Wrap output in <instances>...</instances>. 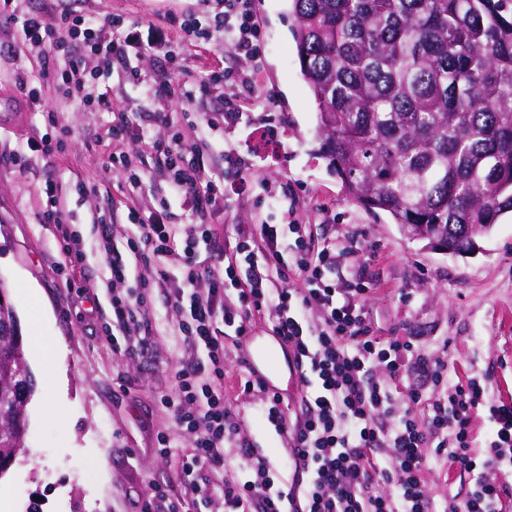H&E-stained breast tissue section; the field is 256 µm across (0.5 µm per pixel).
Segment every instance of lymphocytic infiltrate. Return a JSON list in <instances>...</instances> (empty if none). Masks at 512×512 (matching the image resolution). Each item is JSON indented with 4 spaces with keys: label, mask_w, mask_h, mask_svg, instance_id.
Here are the masks:
<instances>
[{
    "label": "lymphocytic infiltrate",
    "mask_w": 512,
    "mask_h": 512,
    "mask_svg": "<svg viewBox=\"0 0 512 512\" xmlns=\"http://www.w3.org/2000/svg\"><path fill=\"white\" fill-rule=\"evenodd\" d=\"M167 21L195 46L220 30L235 55L255 60L262 53L252 0H198L197 8L169 14ZM0 27L18 32L23 41L47 44V58L62 63L61 96L103 111L111 110L100 87L113 70L141 83L136 60L143 50L163 44L164 36L152 24L65 9L47 15L4 7ZM89 51L103 57L102 69L91 76ZM155 149L164 157L171 193L187 204L192 222L170 224L162 212L143 218L133 211L125 247L112 242L105 223L99 226L100 244L112 291V326L125 339L124 356H139L156 343L145 297L131 284L140 267L165 288L192 347L174 367L171 389L155 398L174 426L157 433L156 452L171 455L175 431L186 433L190 451L176 477L190 494L204 503L219 498L224 512H434L424 473L438 463L482 473L467 497L444 502L445 512H506L498 486L483 475L512 467V397H490L483 377L458 374L447 360L415 348L410 337L375 336L362 303L367 283L340 276L346 249L313 242L305 225L258 221L225 252L223 228L206 218L225 197L250 193L251 175L241 168L234 181L214 182L202 157L187 155L176 136ZM43 193L39 219L60 232L63 268H83L85 254L67 225L61 185L47 184ZM293 277L299 287H289ZM265 318L304 387L298 412H290L264 378L228 375L225 333L251 335ZM377 365L384 366L386 378L375 376ZM408 372L418 381L399 393ZM233 391L262 394V418L285 447L281 465L243 437L229 401ZM478 410L491 426V441L483 448L474 445ZM228 444L238 450L236 462L224 456ZM285 467L295 473L287 487Z\"/></svg>",
    "instance_id": "lymphocytic-infiltrate-1"
}]
</instances>
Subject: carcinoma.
Masks as SVG:
<instances>
[{
	"label": "carcinoma",
	"instance_id": "1",
	"mask_svg": "<svg viewBox=\"0 0 512 512\" xmlns=\"http://www.w3.org/2000/svg\"><path fill=\"white\" fill-rule=\"evenodd\" d=\"M290 2L329 171L465 254L512 212V0ZM28 375L0 336V474L25 448Z\"/></svg>",
	"mask_w": 512,
	"mask_h": 512
}]
</instances>
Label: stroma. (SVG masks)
Returning a JSON list of instances; mask_svg holds the SVG:
<instances>
[{
	"label": "stroma",
	"mask_w": 512,
	"mask_h": 512,
	"mask_svg": "<svg viewBox=\"0 0 512 512\" xmlns=\"http://www.w3.org/2000/svg\"><path fill=\"white\" fill-rule=\"evenodd\" d=\"M77 13L122 15L134 23L162 24L167 12L194 8V0H65ZM264 35V54L255 82L239 88L250 109L238 125L225 128L220 142L206 141L200 131L206 121H220L224 91L197 98L193 107L180 100H146L122 73H113L108 93L112 112L146 113V139L130 135L114 140L108 134L112 112L62 99L52 77L38 80L42 106L35 109L15 84L16 70L34 71L41 47L22 43L10 30L0 29V116L16 113L14 123L0 127V282L14 296L15 282L25 278L38 287L47 307L45 321L28 324L17 310L21 335L39 332L60 345L63 392L44 401L46 374L36 362L28 368L35 392L28 404L26 448L9 470L0 475V490L12 501V512H134L137 496L150 482L170 484L184 497L185 512H209L185 497L176 482L178 456L159 457L156 434L170 428L169 417L154 405V397L170 389L172 370L185 351L174 327L177 320L155 291L153 307L158 330L153 349L139 358L123 357V336H112L111 291L101 285L103 258L97 249L98 224L110 219L115 243L125 241L128 210L145 212L169 194L158 155L149 140L170 139L183 131V146L204 154L207 172L230 177L235 167L249 169L257 186L252 194L233 196L211 214L224 227L227 242L257 216L283 220L271 209L269 191L287 188L295 198V217L316 240H357L361 248L348 255L345 273L370 282L364 305L376 335L412 337L415 346L447 359L458 370L485 376L491 397L512 396V214L496 224L490 237L480 239L475 254H438L410 240L386 213L374 214L348 196L340 179L320 157L316 105L301 76L292 36L288 0H255ZM235 70L249 61L234 55L223 32H212L205 47L182 43L177 59L164 49L145 52L139 68L147 77H167L172 86L203 83L213 62ZM53 111L68 131V150L60 157L26 152L25 168L12 157L26 151V141L49 132L44 113ZM193 111L196 124L184 114ZM159 112L166 122L148 115ZM273 130L277 153L267 158L253 145L259 130ZM126 157L141 174L142 187H132L124 171L109 167L110 156ZM68 189L65 199L69 224L82 236L88 254L85 275L96 288L67 287L58 269L59 233L40 223L38 213L45 184ZM259 394L233 401L245 434L262 442L271 458L284 453L280 438L262 422ZM435 500L465 497L474 478L434 466L424 475Z\"/></svg>",
	"instance_id": "1"
}]
</instances>
